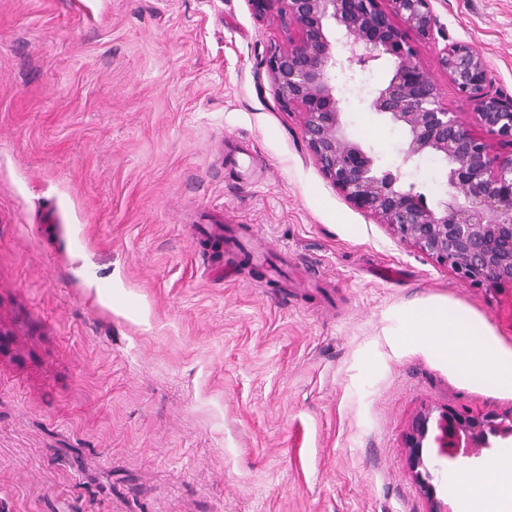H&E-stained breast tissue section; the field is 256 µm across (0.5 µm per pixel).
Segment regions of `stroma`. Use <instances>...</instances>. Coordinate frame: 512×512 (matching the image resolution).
Masks as SVG:
<instances>
[{
  "label": "stroma",
  "mask_w": 512,
  "mask_h": 512,
  "mask_svg": "<svg viewBox=\"0 0 512 512\" xmlns=\"http://www.w3.org/2000/svg\"><path fill=\"white\" fill-rule=\"evenodd\" d=\"M414 38L462 41L512 98V0H433ZM288 44L248 0H0V512H458L414 417L512 416V395L397 334L414 306L483 319L512 349V283L461 279L357 209L309 152L263 64ZM356 140L402 130L351 91ZM226 237L267 238L268 279Z\"/></svg>",
  "instance_id": "1"
}]
</instances>
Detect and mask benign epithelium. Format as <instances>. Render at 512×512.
Returning a JSON list of instances; mask_svg holds the SVG:
<instances>
[{
    "label": "benign epithelium",
    "mask_w": 512,
    "mask_h": 512,
    "mask_svg": "<svg viewBox=\"0 0 512 512\" xmlns=\"http://www.w3.org/2000/svg\"><path fill=\"white\" fill-rule=\"evenodd\" d=\"M262 16L289 19L288 46L263 61L286 110L303 115L305 142L327 179L356 208L386 224L400 240L472 282L512 281V98L487 91V62L462 42L439 51V63L457 91L473 102L487 137L475 135L443 104L408 37L439 29L431 0H249ZM389 60L388 81L355 84L357 71ZM354 83L367 107L399 126L405 146L388 167L352 139L336 96V72ZM432 156L446 177L445 197L427 203L404 169ZM512 439V418L444 410L436 420L418 415L407 435L406 460L416 482L434 498V475L423 456L430 441L450 461L477 457L497 439Z\"/></svg>",
    "instance_id": "benign-epithelium-1"
}]
</instances>
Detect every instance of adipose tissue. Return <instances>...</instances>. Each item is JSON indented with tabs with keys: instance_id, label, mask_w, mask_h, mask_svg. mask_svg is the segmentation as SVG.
Segmentation results:
<instances>
[{
	"instance_id": "1",
	"label": "adipose tissue",
	"mask_w": 512,
	"mask_h": 512,
	"mask_svg": "<svg viewBox=\"0 0 512 512\" xmlns=\"http://www.w3.org/2000/svg\"><path fill=\"white\" fill-rule=\"evenodd\" d=\"M401 333L430 347L459 372L512 394V351L490 337L480 318L460 309L423 306L405 314ZM451 480L460 512H512L511 455L490 457L479 470H457Z\"/></svg>"
}]
</instances>
